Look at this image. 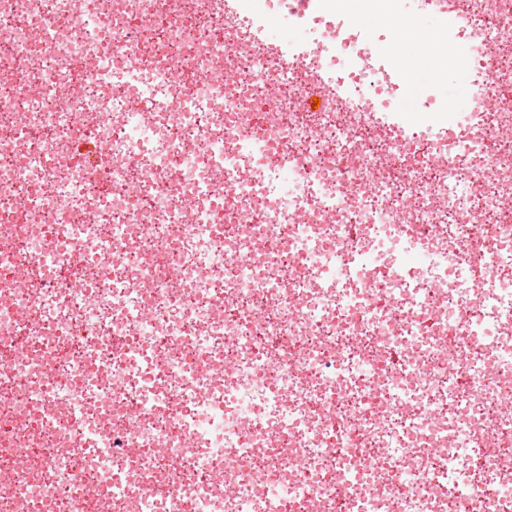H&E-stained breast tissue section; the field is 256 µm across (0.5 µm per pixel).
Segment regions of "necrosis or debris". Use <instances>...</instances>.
Segmentation results:
<instances>
[{"label":"necrosis or debris","instance_id":"obj_1","mask_svg":"<svg viewBox=\"0 0 512 512\" xmlns=\"http://www.w3.org/2000/svg\"><path fill=\"white\" fill-rule=\"evenodd\" d=\"M447 37L406 151L335 0H0V512H512V0ZM283 19L278 20L277 17L268 20L265 23L257 24L253 27L252 31L249 33V37L255 41H264L270 43H279L277 48L282 56L288 58V45L282 43L283 39H292V40H302L304 39L303 33L296 28L295 26L283 25L279 28L278 32L283 36V39L279 38L275 35L273 31L274 25L278 21H282ZM472 89L453 70L448 69V76L443 84L437 89L438 95L448 101L454 110L458 111L462 119V112H467Z\"/></svg>","mask_w":512,"mask_h":512}]
</instances>
